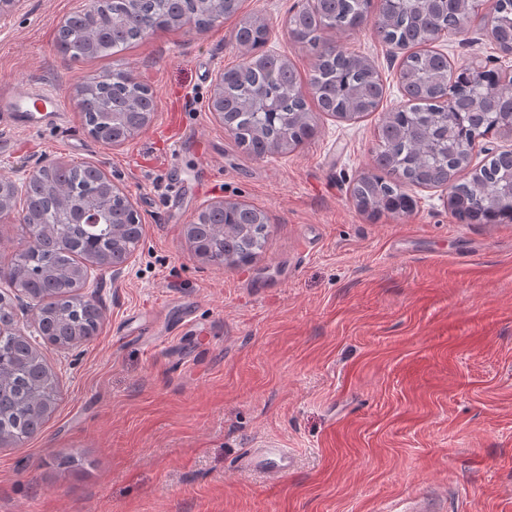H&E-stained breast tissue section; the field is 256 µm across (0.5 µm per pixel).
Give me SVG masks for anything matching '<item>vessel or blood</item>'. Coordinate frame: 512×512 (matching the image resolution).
Masks as SVG:
<instances>
[{"label": "vessel or blood", "instance_id": "obj_1", "mask_svg": "<svg viewBox=\"0 0 512 512\" xmlns=\"http://www.w3.org/2000/svg\"><path fill=\"white\" fill-rule=\"evenodd\" d=\"M65 112L59 92L53 89L28 91L0 99V150L10 144L12 135L41 129L46 122L61 121ZM251 465L263 469L271 477H278L288 468V453L277 445L257 449Z\"/></svg>", "mask_w": 512, "mask_h": 512}]
</instances>
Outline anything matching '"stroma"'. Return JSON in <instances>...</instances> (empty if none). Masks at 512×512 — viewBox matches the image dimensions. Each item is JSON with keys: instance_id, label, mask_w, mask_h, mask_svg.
Wrapping results in <instances>:
<instances>
[{"instance_id": "stroma-1", "label": "stroma", "mask_w": 512, "mask_h": 512, "mask_svg": "<svg viewBox=\"0 0 512 512\" xmlns=\"http://www.w3.org/2000/svg\"><path fill=\"white\" fill-rule=\"evenodd\" d=\"M83 3L26 0L0 31V90L42 84L67 114L0 154V178L100 165L143 236L120 275L92 272L83 294L102 319L90 342L33 337L58 400L37 434L0 446V512H403L420 496L441 512H512V223H461L441 187H409L412 213L375 219L351 198L374 167L381 113L406 102L402 51L368 26L326 32L381 73L378 112L318 113L305 145L255 158L206 108L217 72L244 56L236 18L74 60L57 24ZM299 4L242 0L240 12L267 21V50L307 79L314 55L284 26ZM433 48L455 66L512 69L478 18ZM113 70L148 84L156 107L106 146L85 131L74 90ZM179 136L189 144L176 156ZM221 199L270 218L248 264L210 263L186 238ZM267 443L291 461L277 479L244 463Z\"/></svg>"}]
</instances>
